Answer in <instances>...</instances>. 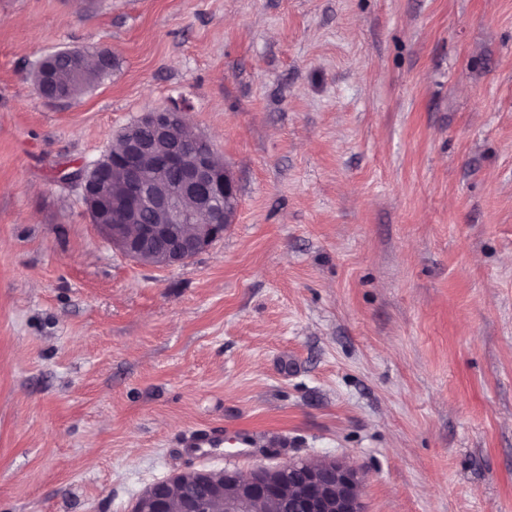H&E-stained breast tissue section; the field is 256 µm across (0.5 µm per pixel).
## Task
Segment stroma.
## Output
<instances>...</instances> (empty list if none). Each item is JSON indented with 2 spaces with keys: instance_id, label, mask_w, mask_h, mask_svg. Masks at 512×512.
Here are the masks:
<instances>
[{
  "instance_id": "stroma-1",
  "label": "stroma",
  "mask_w": 512,
  "mask_h": 512,
  "mask_svg": "<svg viewBox=\"0 0 512 512\" xmlns=\"http://www.w3.org/2000/svg\"><path fill=\"white\" fill-rule=\"evenodd\" d=\"M84 46L116 68L41 98ZM174 102L239 208L151 267L59 173ZM289 460L367 512H512V0H0V512Z\"/></svg>"
}]
</instances>
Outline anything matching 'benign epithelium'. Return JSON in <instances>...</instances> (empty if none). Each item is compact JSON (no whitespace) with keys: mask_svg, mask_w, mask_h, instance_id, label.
<instances>
[{"mask_svg":"<svg viewBox=\"0 0 512 512\" xmlns=\"http://www.w3.org/2000/svg\"><path fill=\"white\" fill-rule=\"evenodd\" d=\"M185 109L163 107L143 113L121 137L122 152L112 154L110 167L89 182L81 173H63L62 181L82 186L83 203L102 236L123 255L154 267L183 265L206 250L234 223L238 188L229 166L216 157L211 142L196 134L191 142L176 136L175 121ZM154 159L175 167L183 179L174 194L161 178L144 187L139 162ZM306 468L304 484L286 495L282 476ZM359 472L334 460L319 463L288 461L258 467L248 475L206 468L181 471L147 487L132 512H171L173 495L181 497L180 512H364Z\"/></svg>","mask_w":512,"mask_h":512,"instance_id":"benign-epithelium-1","label":"benign epithelium"}]
</instances>
